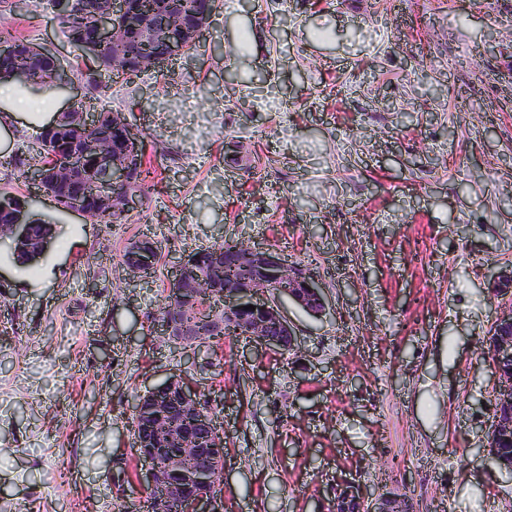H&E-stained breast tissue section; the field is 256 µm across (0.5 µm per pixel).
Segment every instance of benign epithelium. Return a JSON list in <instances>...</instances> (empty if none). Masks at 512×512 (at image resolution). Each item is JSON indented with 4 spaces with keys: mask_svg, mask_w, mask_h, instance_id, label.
Instances as JSON below:
<instances>
[{
    "mask_svg": "<svg viewBox=\"0 0 512 512\" xmlns=\"http://www.w3.org/2000/svg\"><path fill=\"white\" fill-rule=\"evenodd\" d=\"M131 0H112L109 11L91 16V21L73 34L81 44L92 41L100 51L110 44L122 42L132 17ZM211 16H188L175 8L160 24L143 29L142 38L160 41L164 53L127 56V67L136 73L163 69L180 58L198 41L208 27ZM38 57L47 60L50 79L60 90L73 89L72 79L56 56L37 47ZM99 113L76 110L71 105L56 113L46 124L54 134L64 129H88L97 123ZM143 160L139 135L127 120H121L118 137L102 139L71 150L69 141L59 139L56 154L50 162L39 163L28 170L35 185V197L52 202L65 213H77L94 221L112 211L129 212L141 198L132 189L136 168ZM0 238H8L24 247L34 259L39 258L49 238L38 237L32 225L18 220L0 224ZM154 248L149 239H138L129 245L133 258L125 263L128 274L141 277L145 263ZM239 269L245 277L230 271ZM223 287L219 292L222 316L213 328L217 334L236 333L250 342L274 352H293L298 348V334L288 320L283 300H291L318 318L325 314L327 300L317 273L297 263H290L270 248L236 244L231 249L214 246V250L185 253L180 258L169 282L174 296L169 302L171 314L158 321L163 335L179 345L200 343L179 312L190 306L192 297L206 288ZM494 295L505 299L496 313L486 339L487 354L494 360L496 379L494 417L490 432L512 436V270L494 272L489 279ZM255 309H249V306ZM206 398L192 391L180 377L173 375L160 386L143 394L133 409V444L144 468L145 488L159 493L156 512L178 506L182 512H223L218 487H208L201 478V464L214 470L224 464V437L215 421L206 414ZM485 460L494 468L512 474V453L506 454L491 442L484 449ZM334 512H410L408 501L389 493L364 494L347 485L334 498Z\"/></svg>",
    "mask_w": 512,
    "mask_h": 512,
    "instance_id": "7a95c632",
    "label": "benign epithelium"
}]
</instances>
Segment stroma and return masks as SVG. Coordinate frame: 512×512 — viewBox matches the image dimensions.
Returning a JSON list of instances; mask_svg holds the SVG:
<instances>
[{
	"mask_svg": "<svg viewBox=\"0 0 512 512\" xmlns=\"http://www.w3.org/2000/svg\"><path fill=\"white\" fill-rule=\"evenodd\" d=\"M233 2L171 68L99 78L155 190L109 227L34 203L56 232L25 271L0 241V512H146L132 406L172 375L217 410L224 512H331L343 480L415 512H512V475L479 456L488 271L512 267V0ZM245 28L260 41L240 46ZM1 35L88 94L47 0L0 8ZM15 97L0 194L29 197L13 160L69 95ZM145 237L162 246L146 279L122 264ZM228 239L317 272L326 315L285 304L297 351L155 332L174 261ZM33 48L38 52V57L50 63L49 74L54 86L63 91L74 89L72 79L69 77L67 70L60 65L56 56L44 47L33 46Z\"/></svg>",
	"mask_w": 512,
	"mask_h": 512,
	"instance_id": "obj_1",
	"label": "stroma"
}]
</instances>
